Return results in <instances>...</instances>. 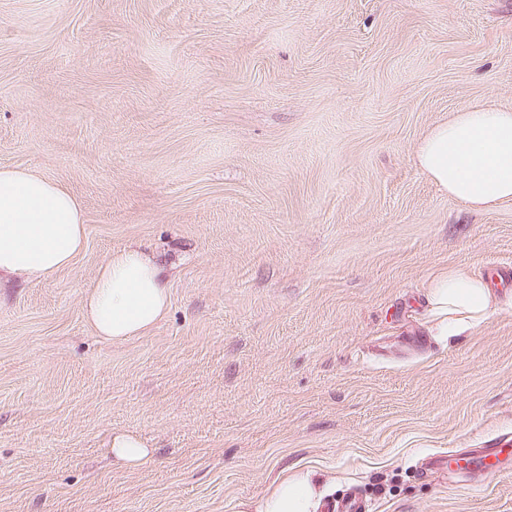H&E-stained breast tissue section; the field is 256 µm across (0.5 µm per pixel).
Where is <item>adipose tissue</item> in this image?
Masks as SVG:
<instances>
[{"mask_svg": "<svg viewBox=\"0 0 512 512\" xmlns=\"http://www.w3.org/2000/svg\"><path fill=\"white\" fill-rule=\"evenodd\" d=\"M417 167L466 207L486 211L512 201V107L481 103L434 127L415 152ZM87 241L79 201L66 188L18 167H0V283L41 277L68 267ZM165 269L137 248L112 253L87 289L83 315L97 336L125 341L146 334L167 313ZM428 313L444 335L481 324L497 307L484 278L461 267L427 281ZM112 458L136 469L155 454L137 434L116 431ZM325 491L314 470L284 473L258 504L244 512H321Z\"/></svg>", "mask_w": 512, "mask_h": 512, "instance_id": "1", "label": "adipose tissue"}]
</instances>
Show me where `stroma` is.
I'll list each match as a JSON object with an SVG mask.
<instances>
[{
	"label": "stroma",
	"instance_id": "35a3bbf8",
	"mask_svg": "<svg viewBox=\"0 0 512 512\" xmlns=\"http://www.w3.org/2000/svg\"><path fill=\"white\" fill-rule=\"evenodd\" d=\"M512 106V0H0V166L81 202L87 245L0 289V512H239L313 468L369 512H512V306L435 336L431 273L512 265V202L415 165ZM175 262L145 335L95 336L98 268ZM115 430L153 462L113 465ZM512 446V435L499 436L488 442L484 448H479L475 454L468 457L469 467L481 473L485 479H494L499 472L500 456Z\"/></svg>",
	"mask_w": 512,
	"mask_h": 512
}]
</instances>
